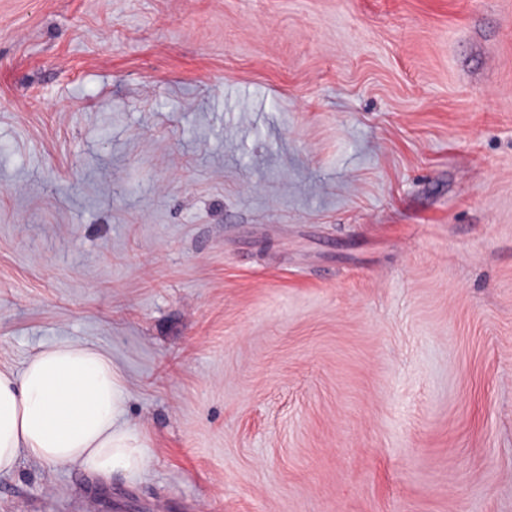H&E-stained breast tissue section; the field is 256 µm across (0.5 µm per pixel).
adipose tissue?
<instances>
[{"mask_svg":"<svg viewBox=\"0 0 512 512\" xmlns=\"http://www.w3.org/2000/svg\"><path fill=\"white\" fill-rule=\"evenodd\" d=\"M128 397L119 368L85 342L41 347L18 375L0 370V473L25 454L102 477L141 478L150 449L125 418Z\"/></svg>","mask_w":512,"mask_h":512,"instance_id":"adipose-tissue-1","label":"adipose tissue"}]
</instances>
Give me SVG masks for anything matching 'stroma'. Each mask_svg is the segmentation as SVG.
<instances>
[{
    "label": "stroma",
    "mask_w": 512,
    "mask_h": 512,
    "mask_svg": "<svg viewBox=\"0 0 512 512\" xmlns=\"http://www.w3.org/2000/svg\"><path fill=\"white\" fill-rule=\"evenodd\" d=\"M63 340L151 465L0 512H512V0H0V369Z\"/></svg>",
    "instance_id": "1"
}]
</instances>
